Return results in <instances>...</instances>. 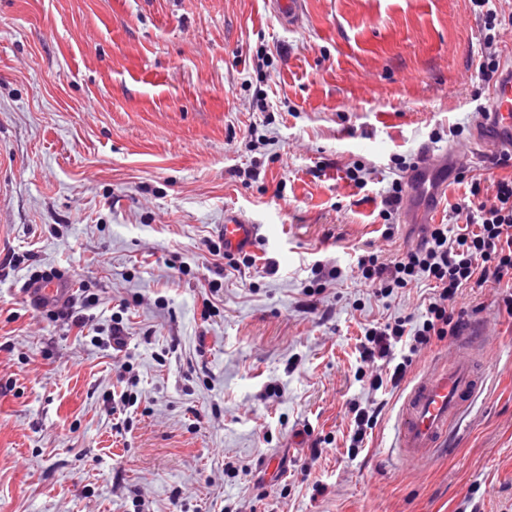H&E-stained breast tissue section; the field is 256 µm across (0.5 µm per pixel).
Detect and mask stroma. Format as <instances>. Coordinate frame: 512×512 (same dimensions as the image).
Here are the masks:
<instances>
[{"label": "stroma", "instance_id": "1", "mask_svg": "<svg viewBox=\"0 0 512 512\" xmlns=\"http://www.w3.org/2000/svg\"><path fill=\"white\" fill-rule=\"evenodd\" d=\"M511 48L512 27L486 46L470 0H307L295 29L265 0H0V512H512L500 288L456 303L492 348L448 452L398 461L408 383L355 377L365 325L433 295H375L355 254L418 242L403 206L382 214L421 150H459L436 224L504 176L469 143L477 66ZM231 213L270 227L238 272L206 246ZM318 260L342 275L310 297ZM51 269L98 297L83 332L26 297ZM115 316L124 348L93 346ZM354 404L380 410L356 455Z\"/></svg>", "mask_w": 512, "mask_h": 512}]
</instances>
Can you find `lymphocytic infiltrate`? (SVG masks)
Segmentation results:
<instances>
[{
  "mask_svg": "<svg viewBox=\"0 0 512 512\" xmlns=\"http://www.w3.org/2000/svg\"><path fill=\"white\" fill-rule=\"evenodd\" d=\"M492 191V200L453 207L456 231H449L444 224L424 225L418 245L387 263L369 251L358 254L356 267L377 295L390 296L422 279L434 284V295L418 324L411 326L398 319L382 327L365 328L360 351L363 367L378 361L388 367L383 376H366L363 367L357 370V377H368L372 391L387 384L398 387L413 354L432 341L457 335L463 321L455 303L467 285L501 287L503 303L512 314V176L494 180ZM400 346L406 353L398 357L394 351Z\"/></svg>",
  "mask_w": 512,
  "mask_h": 512,
  "instance_id": "f902f5d3",
  "label": "lymphocytic infiltrate"
}]
</instances>
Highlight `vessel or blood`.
<instances>
[{"label": "vessel or blood", "mask_w": 512, "mask_h": 512, "mask_svg": "<svg viewBox=\"0 0 512 512\" xmlns=\"http://www.w3.org/2000/svg\"><path fill=\"white\" fill-rule=\"evenodd\" d=\"M267 5L283 24L295 27L304 14L306 0H267ZM493 147L512 151V65L493 83L488 115L471 142L472 150L479 156ZM434 173V167L420 162L408 178L410 192L429 207L445 193L444 180L435 179ZM260 231V225L240 216H225L221 233L225 253L253 250ZM70 291L69 282L52 279L33 284L28 293L31 298L54 305L63 302ZM483 383L478 361L469 356L436 362L420 375L407 392L394 427L393 443L398 457H434Z\"/></svg>", "instance_id": "b4317fda"}]
</instances>
